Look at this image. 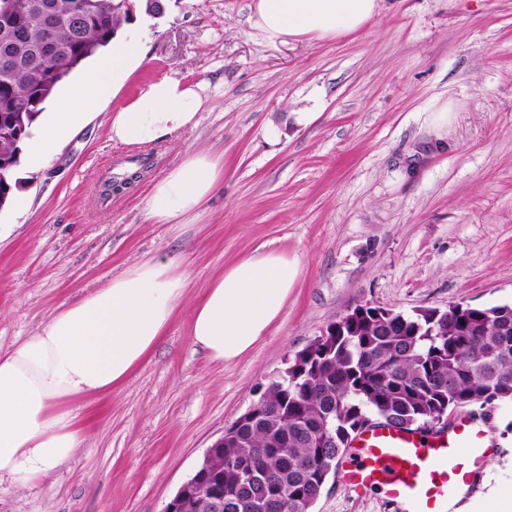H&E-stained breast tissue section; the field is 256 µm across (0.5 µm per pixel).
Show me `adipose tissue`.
I'll return each mask as SVG.
<instances>
[{
  "instance_id": "ef3b65f1",
  "label": "adipose tissue",
  "mask_w": 512,
  "mask_h": 512,
  "mask_svg": "<svg viewBox=\"0 0 512 512\" xmlns=\"http://www.w3.org/2000/svg\"><path fill=\"white\" fill-rule=\"evenodd\" d=\"M378 8V0H252L248 22L271 43L334 40L365 28ZM144 58L141 38L120 31L60 93L54 111L34 125L21 167H44L59 143L104 110ZM204 101L201 85L158 79L107 112L109 136L117 144L142 146L194 129ZM223 180L222 156L187 155L153 183L146 214L158 224L180 223ZM300 274L296 258L263 247L233 261L193 308L192 345L217 363L238 359L275 324ZM186 287L187 273L175 260L146 259L63 305L39 332L0 351V483L29 487L74 456L83 438L75 405L111 394L128 380L166 333Z\"/></svg>"
}]
</instances>
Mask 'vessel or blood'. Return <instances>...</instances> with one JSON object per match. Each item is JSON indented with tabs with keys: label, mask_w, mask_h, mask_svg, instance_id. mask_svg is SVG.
Returning a JSON list of instances; mask_svg holds the SVG:
<instances>
[{
	"label": "vessel or blood",
	"mask_w": 512,
	"mask_h": 512,
	"mask_svg": "<svg viewBox=\"0 0 512 512\" xmlns=\"http://www.w3.org/2000/svg\"><path fill=\"white\" fill-rule=\"evenodd\" d=\"M492 448L484 428L466 417L436 434L371 427L352 440L339 470L350 491L382 487L399 512H448L460 486L476 492L473 479Z\"/></svg>",
	"instance_id": "obj_1"
}]
</instances>
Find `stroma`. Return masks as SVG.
I'll use <instances>...</instances> for the list:
<instances>
[{
    "label": "stroma",
    "mask_w": 512,
    "mask_h": 512,
    "mask_svg": "<svg viewBox=\"0 0 512 512\" xmlns=\"http://www.w3.org/2000/svg\"><path fill=\"white\" fill-rule=\"evenodd\" d=\"M250 3L164 0L143 17L147 57L116 103L164 76L205 84L206 103L194 130L146 146L153 165L130 193L102 194L135 151L100 112L28 173L23 204L0 209L1 349L146 258L186 261L188 275L144 363L82 403L75 457L35 486L1 484L0 512H163L285 358L356 305L512 303V0H380L361 32L289 44L250 28ZM199 150L223 155L222 185L188 223L148 221L154 181ZM262 244L297 257L300 281L248 353L212 362L190 341L192 306ZM484 420L495 451L461 504L507 512L512 403ZM313 512L394 510L334 474Z\"/></svg>",
    "instance_id": "35a3bbf8"
}]
</instances>
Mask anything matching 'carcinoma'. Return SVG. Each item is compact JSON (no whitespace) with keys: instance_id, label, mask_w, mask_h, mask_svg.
Returning a JSON list of instances; mask_svg holds the SVG:
<instances>
[{"instance_id":"cac0c4a2","label":"carcinoma","mask_w":512,"mask_h":512,"mask_svg":"<svg viewBox=\"0 0 512 512\" xmlns=\"http://www.w3.org/2000/svg\"><path fill=\"white\" fill-rule=\"evenodd\" d=\"M38 2L57 23L51 47L41 17L21 9L12 16L16 37L0 34V60L11 58L0 66V195H9L21 143L58 85L134 12L164 11L162 0ZM319 348L309 360L296 352L258 398V416L235 420L224 447L208 449L203 469L224 486V512H273L276 493L283 512H312L369 415L408 428L512 401V303H457L389 319L368 308L336 321ZM241 458L252 460V477L237 469Z\"/></svg>"}]
</instances>
